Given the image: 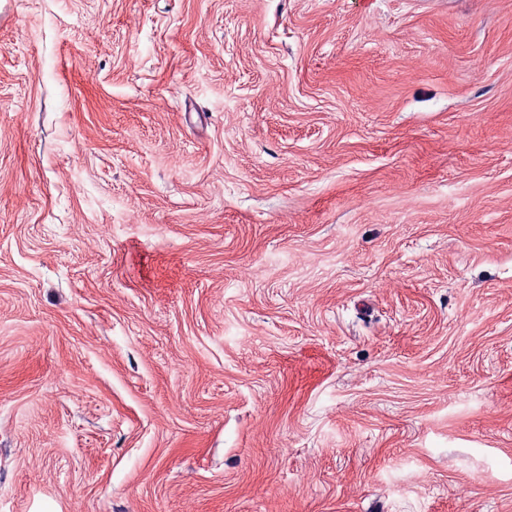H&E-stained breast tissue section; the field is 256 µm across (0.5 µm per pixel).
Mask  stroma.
I'll use <instances>...</instances> for the list:
<instances>
[{"mask_svg":"<svg viewBox=\"0 0 512 512\" xmlns=\"http://www.w3.org/2000/svg\"><path fill=\"white\" fill-rule=\"evenodd\" d=\"M0 512H512V0H0Z\"/></svg>","mask_w":512,"mask_h":512,"instance_id":"35a3bbf8","label":"stroma"}]
</instances>
